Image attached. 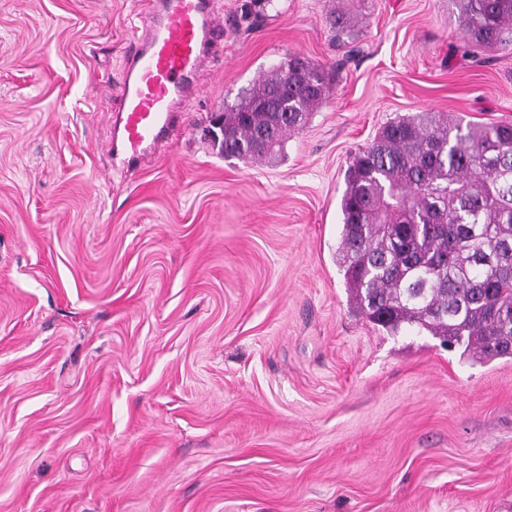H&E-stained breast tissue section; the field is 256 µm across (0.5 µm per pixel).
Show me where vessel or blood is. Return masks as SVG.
Segmentation results:
<instances>
[{
    "label": "vessel or blood",
    "mask_w": 512,
    "mask_h": 512,
    "mask_svg": "<svg viewBox=\"0 0 512 512\" xmlns=\"http://www.w3.org/2000/svg\"><path fill=\"white\" fill-rule=\"evenodd\" d=\"M223 29L213 0H150L115 116L128 162L141 161L167 139L179 111L198 97V71Z\"/></svg>",
    "instance_id": "1"
}]
</instances>
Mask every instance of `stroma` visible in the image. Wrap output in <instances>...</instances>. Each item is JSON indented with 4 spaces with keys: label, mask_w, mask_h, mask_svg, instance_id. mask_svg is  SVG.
Listing matches in <instances>:
<instances>
[{
    "label": "stroma",
    "mask_w": 512,
    "mask_h": 512,
    "mask_svg": "<svg viewBox=\"0 0 512 512\" xmlns=\"http://www.w3.org/2000/svg\"><path fill=\"white\" fill-rule=\"evenodd\" d=\"M215 2L131 167L144 0H0V512H512V360L375 328L336 261L350 156L414 112L512 123V46L463 53L448 0ZM291 55L324 104L281 157L221 154L212 114Z\"/></svg>",
    "instance_id": "35a3bbf8"
}]
</instances>
